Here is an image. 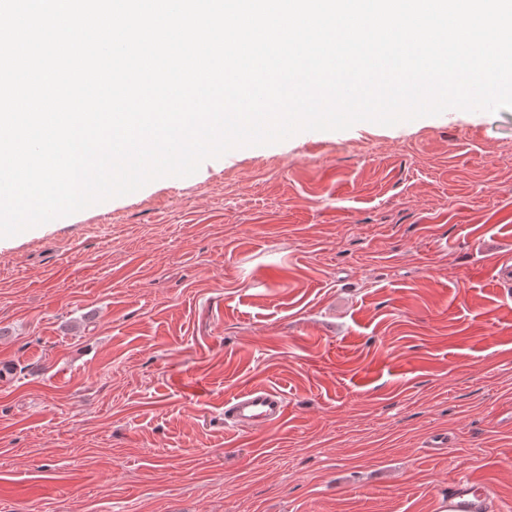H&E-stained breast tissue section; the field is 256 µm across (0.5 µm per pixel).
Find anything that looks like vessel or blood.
Here are the masks:
<instances>
[{"label":"vessel or blood","mask_w":512,"mask_h":512,"mask_svg":"<svg viewBox=\"0 0 512 512\" xmlns=\"http://www.w3.org/2000/svg\"><path fill=\"white\" fill-rule=\"evenodd\" d=\"M286 414V402L281 393L269 387H248L224 404V420L239 429L269 427ZM491 488L479 479L463 473L449 485L442 499L440 512H489Z\"/></svg>","instance_id":"1"}]
</instances>
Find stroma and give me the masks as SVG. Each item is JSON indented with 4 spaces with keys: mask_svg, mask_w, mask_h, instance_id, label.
<instances>
[{
    "mask_svg": "<svg viewBox=\"0 0 512 512\" xmlns=\"http://www.w3.org/2000/svg\"><path fill=\"white\" fill-rule=\"evenodd\" d=\"M512 109L232 150L0 239V512H512ZM263 384L267 428L224 424ZM448 437L440 454L429 448ZM281 393L262 385L248 387L224 404V422L239 429L269 427L286 414ZM491 488L467 473L458 475L448 485V495L442 499L441 512H488Z\"/></svg>",
    "mask_w": 512,
    "mask_h": 512,
    "instance_id": "stroma-1",
    "label": "stroma"
}]
</instances>
